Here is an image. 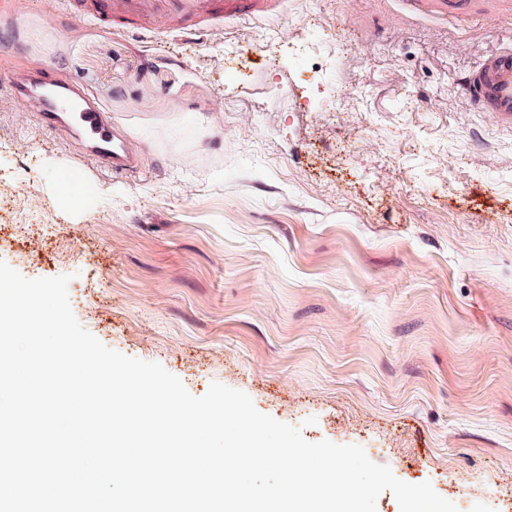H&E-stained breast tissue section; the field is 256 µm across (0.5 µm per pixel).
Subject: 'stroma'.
Wrapping results in <instances>:
<instances>
[{"label": "stroma", "instance_id": "obj_1", "mask_svg": "<svg viewBox=\"0 0 512 512\" xmlns=\"http://www.w3.org/2000/svg\"><path fill=\"white\" fill-rule=\"evenodd\" d=\"M511 42L512 0H269L192 29L15 0L0 70L81 84L140 163L99 170L0 94V260L69 276L86 330L193 396L512 512V125L456 83Z\"/></svg>", "mask_w": 512, "mask_h": 512}]
</instances>
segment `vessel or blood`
Wrapping results in <instances>:
<instances>
[{
    "label": "vessel or blood",
    "instance_id": "obj_1",
    "mask_svg": "<svg viewBox=\"0 0 512 512\" xmlns=\"http://www.w3.org/2000/svg\"><path fill=\"white\" fill-rule=\"evenodd\" d=\"M146 0H80V13L97 20L141 11ZM174 9L192 13L220 12L224 0H165ZM465 96L478 112H495L512 120V51L502 50L479 62L463 79ZM0 92L33 109L40 124L68 129L76 142L101 167L114 174L136 164L125 131L105 116L80 85L43 65L0 75Z\"/></svg>",
    "mask_w": 512,
    "mask_h": 512
}]
</instances>
